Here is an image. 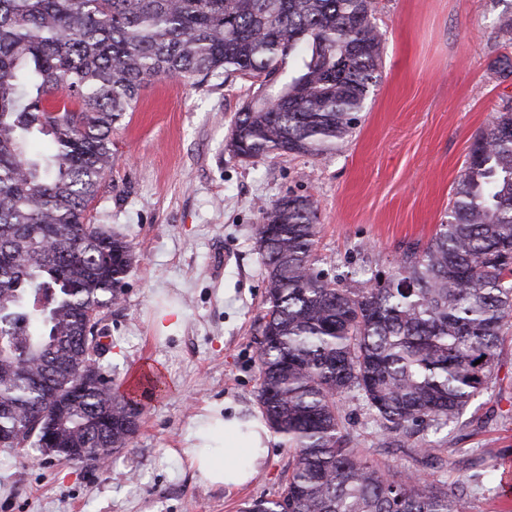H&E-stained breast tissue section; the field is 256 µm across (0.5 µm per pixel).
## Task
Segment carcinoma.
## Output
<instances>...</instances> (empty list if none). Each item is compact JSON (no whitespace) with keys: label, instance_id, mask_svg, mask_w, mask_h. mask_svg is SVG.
Instances as JSON below:
<instances>
[{"label":"carcinoma","instance_id":"1","mask_svg":"<svg viewBox=\"0 0 512 512\" xmlns=\"http://www.w3.org/2000/svg\"><path fill=\"white\" fill-rule=\"evenodd\" d=\"M376 10L377 0H0V437L25 454L86 448L105 460L131 442L141 410L91 368L77 336L136 261L87 212L112 167V128L141 90L159 76L248 77L258 88L231 120L233 156L337 153L380 80ZM493 35L512 43V5ZM260 213L258 400L291 462L278 498L241 512H465L463 493L387 477L350 448L338 402L363 401L403 447L489 389L512 316V98L473 140L446 218L366 288L317 266L311 196Z\"/></svg>","mask_w":512,"mask_h":512}]
</instances>
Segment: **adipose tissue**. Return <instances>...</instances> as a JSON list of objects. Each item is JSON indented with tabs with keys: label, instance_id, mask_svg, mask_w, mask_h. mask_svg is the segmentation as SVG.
I'll return each instance as SVG.
<instances>
[{
	"label": "adipose tissue",
	"instance_id": "1",
	"mask_svg": "<svg viewBox=\"0 0 512 512\" xmlns=\"http://www.w3.org/2000/svg\"><path fill=\"white\" fill-rule=\"evenodd\" d=\"M194 443L187 448L191 468L213 485L233 490L249 482L264 467L273 434L262 414L247 415L230 406L224 416H198Z\"/></svg>",
	"mask_w": 512,
	"mask_h": 512
}]
</instances>
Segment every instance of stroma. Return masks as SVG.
Masks as SVG:
<instances>
[{"label":"stroma","instance_id":"35a3bbf8","mask_svg":"<svg viewBox=\"0 0 512 512\" xmlns=\"http://www.w3.org/2000/svg\"><path fill=\"white\" fill-rule=\"evenodd\" d=\"M502 8L501 0H378L381 78L352 138L327 158L272 154L251 164L228 152L230 121L256 90L248 78L193 87L161 77L142 90L112 133V168L88 218L125 236L137 256L121 301L98 316L112 339L101 363L123 389L145 366L157 367L164 388L141 398L139 428L109 466L53 455L32 462L0 447V512H240L283 492L284 437L264 469L230 492L208 484L184 454L208 409L259 407L266 282L258 206L312 196L319 267L350 288L387 274L441 222L474 137L512 97V77L490 69L497 56H512V45L490 38ZM172 310L179 321L160 329ZM341 409L354 447L383 473L461 488L467 512H512L500 488L512 465V317L494 384L440 433L397 448L384 443L365 406ZM429 446L442 451L431 467L419 455Z\"/></svg>","mask_w":512,"mask_h":512}]
</instances>
